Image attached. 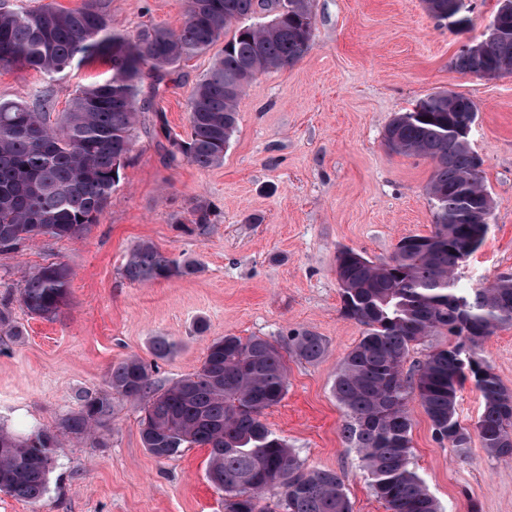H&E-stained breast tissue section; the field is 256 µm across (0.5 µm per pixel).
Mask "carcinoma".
<instances>
[{
	"mask_svg": "<svg viewBox=\"0 0 512 512\" xmlns=\"http://www.w3.org/2000/svg\"><path fill=\"white\" fill-rule=\"evenodd\" d=\"M259 0H188L181 27L145 26L130 35L110 27L104 0H83L61 10H37L0 0V69L28 67L61 77L75 62L107 60L112 76L75 91L68 111L53 113L51 95L33 102L0 100V252H17L41 236L71 239L97 223L110 202L135 143L139 95L145 80L158 85L169 68L207 51L231 22L257 13ZM270 19L245 24L224 43L210 70L189 97L190 132L169 141L167 161L201 168L224 161L237 128L242 92L264 72L290 66L310 49V0L271 5ZM487 44L460 50L455 70L483 76L512 73V16ZM476 104L460 94L438 93L395 116L385 139L395 152L434 163L426 194L433 210L428 235L403 238L386 260L360 262L353 248L336 256L342 314L364 326L342 358L333 393L344 410L341 434L358 450L370 484L386 512H441L423 478L410 466L411 408L420 404L434 439L456 459L469 457L472 437L497 456L512 457V390L480 356L481 343L512 327V273L476 288H460L455 271L483 243L493 200L464 129ZM190 232L202 235L215 211L204 198L192 201ZM200 272L189 259L161 252L151 242L131 251L122 275L131 282L168 281ZM71 272L50 263L24 276L20 302L28 314L59 316L67 306ZM446 330L455 342L429 351L405 367L425 337ZM0 332L18 336L8 302L0 303ZM312 330L288 337V353L309 363L325 353ZM472 380L483 401L475 431L461 424L458 391ZM109 391L87 394L59 430L20 436L0 428V492L39 502L47 491L56 449L92 436L112 415V395L143 403L141 439L154 457L167 459L197 445L210 450L208 478L224 493L225 512H274L264 493L282 490L284 512H352L343 481L327 469H305L295 452L262 420L288 388L280 350L261 337L225 335L213 340L201 368L159 387L152 366L127 358L108 373Z\"/></svg>",
	"mask_w": 512,
	"mask_h": 512,
	"instance_id": "1",
	"label": "carcinoma"
}]
</instances>
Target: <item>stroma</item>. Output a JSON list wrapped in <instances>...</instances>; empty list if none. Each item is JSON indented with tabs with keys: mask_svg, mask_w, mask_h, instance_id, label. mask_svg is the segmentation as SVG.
Returning a JSON list of instances; mask_svg holds the SVG:
<instances>
[{
	"mask_svg": "<svg viewBox=\"0 0 512 512\" xmlns=\"http://www.w3.org/2000/svg\"><path fill=\"white\" fill-rule=\"evenodd\" d=\"M471 3L468 23L452 28L423 0H311L310 50L248 86L224 161L211 168L166 163V139L153 123L161 114L168 130L187 132L191 90L223 42L170 69L159 87L143 85L144 130L97 223L79 238L43 236L0 253V297H9L19 329L0 333V426L22 435L56 430L79 394L106 391L111 366L132 356L154 363V380L167 385L195 372L215 338L258 336L282 347L307 328L323 336L326 352L314 363L286 357L287 393L263 420L305 467L339 475L352 512H386L341 436L333 381L363 327L341 313L336 253L347 246L379 261L403 237L430 233L433 164L391 152L384 134L419 99L453 92L478 107L471 146L493 199L487 236L457 277L477 287L512 272V74L477 78L452 67L497 8V0ZM106 7L113 31L132 33L146 24L179 28L187 0ZM110 74L101 59L74 65L59 81L24 67L2 70L0 99L29 103L47 91L62 112L76 89ZM199 196L216 208V222L203 235L183 232L178 223ZM142 241L200 262L201 272L128 281L122 267ZM51 262L71 270L70 303L46 320L29 315L17 294L23 273ZM156 336L173 343L167 358H153ZM480 353L512 389V328L488 337ZM140 416L139 404L113 397L112 415L92 439L55 453L42 500L0 493V512H224V494L207 477L208 449L156 459L142 444ZM412 420V466L443 512H512V458L476 444L468 463L457 462L433 439L420 405Z\"/></svg>",
	"mask_w": 512,
	"mask_h": 512,
	"instance_id": "1",
	"label": "stroma"
}]
</instances>
